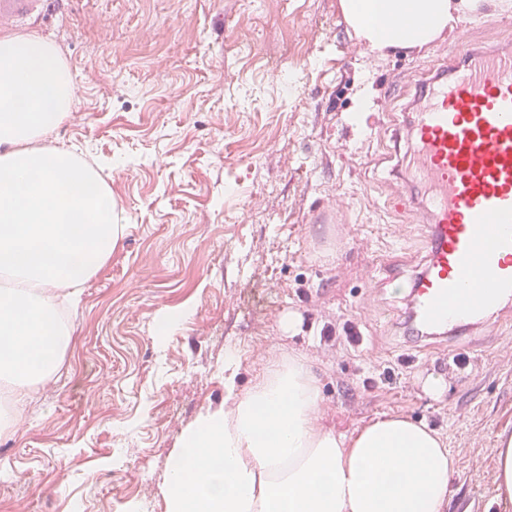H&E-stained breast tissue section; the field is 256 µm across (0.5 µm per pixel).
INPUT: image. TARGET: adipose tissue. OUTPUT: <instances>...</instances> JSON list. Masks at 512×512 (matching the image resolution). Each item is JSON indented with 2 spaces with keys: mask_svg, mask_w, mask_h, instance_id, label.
<instances>
[{
  "mask_svg": "<svg viewBox=\"0 0 512 512\" xmlns=\"http://www.w3.org/2000/svg\"><path fill=\"white\" fill-rule=\"evenodd\" d=\"M481 0H341L373 48L423 46ZM69 65L36 34L0 36V435L57 372L71 331L63 291L112 257L126 227L111 189L48 136L73 110ZM224 359V407L202 414L172 455L169 512H442L454 460L444 439L402 416L344 437L320 424L306 361L278 362L249 389Z\"/></svg>",
  "mask_w": 512,
  "mask_h": 512,
  "instance_id": "obj_1",
  "label": "adipose tissue"
}]
</instances>
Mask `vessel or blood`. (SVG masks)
Here are the masks:
<instances>
[{
  "label": "vessel or blood",
  "instance_id": "b4317fda",
  "mask_svg": "<svg viewBox=\"0 0 512 512\" xmlns=\"http://www.w3.org/2000/svg\"><path fill=\"white\" fill-rule=\"evenodd\" d=\"M47 0H0V26L38 20ZM428 193L426 262L406 282L419 340L512 322V48L442 46L403 125Z\"/></svg>",
  "mask_w": 512,
  "mask_h": 512
}]
</instances>
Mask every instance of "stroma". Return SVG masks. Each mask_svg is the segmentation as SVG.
<instances>
[{
	"instance_id": "1",
	"label": "stroma",
	"mask_w": 512,
	"mask_h": 512,
	"mask_svg": "<svg viewBox=\"0 0 512 512\" xmlns=\"http://www.w3.org/2000/svg\"><path fill=\"white\" fill-rule=\"evenodd\" d=\"M29 30L74 76L49 142L98 166L127 230L67 314L57 379L0 437V512H168L169 459L223 408L231 352L244 389L303 357L337 434L383 415L437 431L455 459L443 512H512L495 489L512 330L413 342L387 282L425 257L423 225L395 208L408 146L394 129L434 44L373 50L341 0H48ZM464 33L512 45V0L439 41ZM328 202L339 222L314 223ZM164 314L176 322L160 337ZM329 320L362 342L325 351Z\"/></svg>"
}]
</instances>
